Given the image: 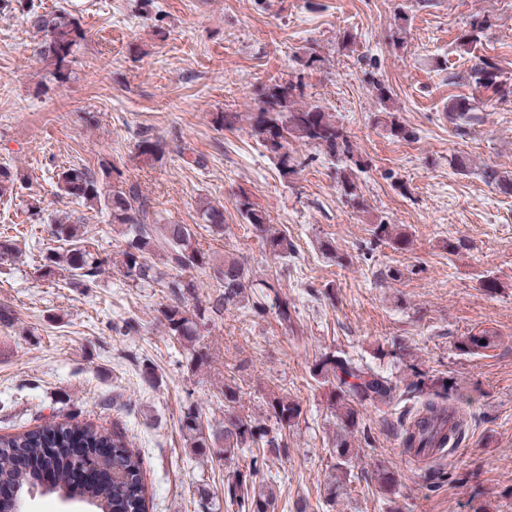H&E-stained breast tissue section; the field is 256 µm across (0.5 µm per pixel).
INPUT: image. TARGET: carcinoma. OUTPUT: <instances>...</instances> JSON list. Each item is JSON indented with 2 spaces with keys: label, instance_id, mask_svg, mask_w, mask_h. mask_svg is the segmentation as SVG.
Returning <instances> with one entry per match:
<instances>
[{
  "label": "carcinoma",
  "instance_id": "1",
  "mask_svg": "<svg viewBox=\"0 0 512 512\" xmlns=\"http://www.w3.org/2000/svg\"><path fill=\"white\" fill-rule=\"evenodd\" d=\"M30 16L32 27L42 34L38 57L49 67V75L57 83L70 78L71 63L86 38L78 18L67 8L59 7L44 14L38 12L32 0L21 5ZM489 24L486 18H477L470 29L459 38V47L471 54L479 34ZM300 69L286 78L270 80L258 91L256 109L248 113L251 136L275 162L283 181H288L305 166L307 158L290 148L293 143L316 148L334 160L359 165L354 159L350 134L336 121V115L326 108L303 102L307 96L305 72L316 68L321 58L313 51L298 57ZM372 66L368 80L376 97L384 106L383 129L397 139H409L413 132L390 111L391 90ZM476 88H483L505 98L512 96V78H503L496 63L479 57L468 73ZM477 107L469 98L452 101L448 105L451 118L460 128L478 121ZM137 157L146 165L163 159L166 142L143 135L136 144ZM22 177L17 172L0 167V197L13 192ZM57 187L61 194L77 201L105 210L112 223L123 225L126 237L122 250L121 274L135 288L159 286L167 290L171 304L160 310V322L168 335L190 346V366L199 369L209 363V354L197 347L213 318L224 311L245 305L257 316L275 311L278 318L288 323L292 319L288 298L280 293V281L252 280L245 264L229 256L217 264L213 255L204 250L197 235L188 224H165L151 199L144 195L138 184L127 183L101 189L98 178L84 166H69L57 172ZM342 195L359 209L365 208L357 193L351 169L339 174ZM236 209L254 236L264 241L271 253L288 260L295 246L288 235L276 231L268 224L265 210L252 196L242 191ZM201 221L215 235L224 233V207L202 198L197 204ZM52 234L68 243L69 248L48 251L42 257V269L49 276L58 270L70 273V285L87 290L96 286L98 277L108 264V257L91 252L84 246V234L79 224H56ZM374 241H386L395 250L408 246L407 235L394 224L380 221L373 227ZM213 270L217 291L207 300L198 299L199 285L185 277L191 269ZM498 335L492 329H482L460 343L466 352L491 349L497 345ZM312 374L325 388L328 409L335 416L339 434L336 443V463L326 477L325 499L329 505L343 496L351 474L350 464L354 449L351 438L365 433L361 422V407H402L399 423L400 447L411 453L414 449L437 448L443 459L458 447L463 439L465 424L455 418L451 426L440 433L433 432L432 424L447 415L449 392L445 380L429 379L414 372L416 380L400 387L391 378L373 371L354 360L326 352L316 360ZM224 400V425L216 436L204 432L202 410L191 402L182 411L181 431L187 447L196 454H204L224 442L219 449L220 458L228 467L224 482V501L238 505L241 512H276V497L264 483L262 471L266 453H278L288 448L286 431L299 423L301 407L284 394L271 393L265 401L268 419L275 428L237 412L240 401L239 387L227 380L221 390ZM86 449V456L77 459L72 449ZM250 452L249 463L242 467L239 459ZM53 469V481L45 493L87 505L88 512H148L149 499L144 482L143 462L139 453L129 446L126 432L114 428L106 431L77 421L47 422L34 429L0 435V484H6L27 496L42 485V465ZM79 464H95L102 470L119 475L114 480L95 484L78 483L73 470Z\"/></svg>",
  "mask_w": 512,
  "mask_h": 512
}]
</instances>
